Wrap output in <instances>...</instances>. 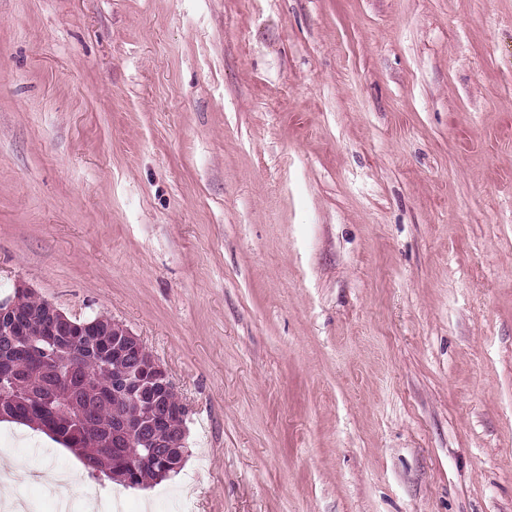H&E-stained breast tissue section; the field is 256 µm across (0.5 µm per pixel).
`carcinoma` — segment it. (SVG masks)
<instances>
[{"mask_svg": "<svg viewBox=\"0 0 512 512\" xmlns=\"http://www.w3.org/2000/svg\"><path fill=\"white\" fill-rule=\"evenodd\" d=\"M12 301L31 313L47 305L30 291L14 292ZM37 336L38 327L32 325L26 335L0 336V409L11 421L37 425L76 452L95 477L125 475L135 486L178 474L171 465L145 459L136 434L129 447L112 449V424L136 428L147 419V410L116 385L112 362L100 355L91 337L61 336L50 343ZM114 451L130 465L115 472L103 469Z\"/></svg>", "mask_w": 512, "mask_h": 512, "instance_id": "obj_1", "label": "carcinoma"}]
</instances>
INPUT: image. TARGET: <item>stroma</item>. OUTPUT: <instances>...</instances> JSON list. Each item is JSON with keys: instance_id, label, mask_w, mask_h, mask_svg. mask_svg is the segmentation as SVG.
Instances as JSON below:
<instances>
[{"instance_id": "1", "label": "stroma", "mask_w": 512, "mask_h": 512, "mask_svg": "<svg viewBox=\"0 0 512 512\" xmlns=\"http://www.w3.org/2000/svg\"><path fill=\"white\" fill-rule=\"evenodd\" d=\"M139 336L179 475L120 512H512V0H0V300Z\"/></svg>"}]
</instances>
